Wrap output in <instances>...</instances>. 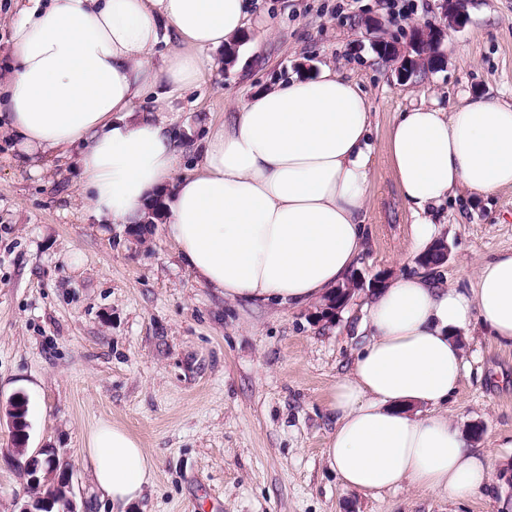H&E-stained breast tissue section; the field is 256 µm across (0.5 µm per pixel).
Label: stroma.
<instances>
[{"label":"stroma","instance_id":"35a3bbf8","mask_svg":"<svg viewBox=\"0 0 512 512\" xmlns=\"http://www.w3.org/2000/svg\"><path fill=\"white\" fill-rule=\"evenodd\" d=\"M250 0L246 43L197 87L134 106L168 119L194 169L207 129L237 101L328 65L358 83L373 112L369 206L355 274L418 272L412 226L388 155L400 112L489 96L512 104V0H467V23L446 33L445 63L401 83L363 25L389 37L443 23L441 0ZM81 172L52 157L42 173L15 163L0 134V400L21 395L29 450L56 448L73 465L87 512H112L90 478L89 432L102 421L138 438L157 462L131 512H497L512 498V347L480 325L466 332L468 370L448 403L461 431L478 425L491 449L487 495L456 502L405 487L378 496L343 487L323 450L334 429L329 394L352 362L366 292L336 318L312 308L229 301L198 282L164 223L144 240L85 214ZM450 247L449 285L466 288L480 262L512 250V188L448 197L428 214Z\"/></svg>","mask_w":512,"mask_h":512}]
</instances>
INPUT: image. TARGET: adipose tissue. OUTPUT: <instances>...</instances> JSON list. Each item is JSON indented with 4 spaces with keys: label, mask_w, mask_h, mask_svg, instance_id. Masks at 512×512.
<instances>
[{
    "label": "adipose tissue",
    "mask_w": 512,
    "mask_h": 512,
    "mask_svg": "<svg viewBox=\"0 0 512 512\" xmlns=\"http://www.w3.org/2000/svg\"><path fill=\"white\" fill-rule=\"evenodd\" d=\"M247 0H45L12 25L14 65L0 80V126L32 170L79 147L90 216L141 223L151 201L187 268L229 300L302 309L321 303L362 252L368 202L369 103L331 68L240 101L206 139L191 175L164 117L134 103L164 84L204 77L212 51L240 39ZM172 50L155 59L160 42ZM388 150L401 193L436 232L429 208L457 189L512 188V104L476 100L443 112L400 113ZM480 322L512 345V252L484 260L471 287L429 270L403 274L368 299V339L330 389L335 430L324 455L343 485L376 496L410 485L465 501L483 495L491 455L442 407L466 369L460 334ZM91 478L116 512L155 479L156 463L125 429L103 422L87 437Z\"/></svg>",
    "instance_id": "adipose-tissue-1"
}]
</instances>
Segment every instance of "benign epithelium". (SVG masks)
Here are the masks:
<instances>
[{
  "label": "benign epithelium",
  "instance_id": "obj_1",
  "mask_svg": "<svg viewBox=\"0 0 512 512\" xmlns=\"http://www.w3.org/2000/svg\"><path fill=\"white\" fill-rule=\"evenodd\" d=\"M462 2L463 0H442V9L448 18V26L460 28L465 23L466 13ZM365 25L371 36L373 49L385 52L384 59L395 64L397 76L401 81L411 79L415 75V69L428 63L433 56V48L443 38L442 29L429 23L413 27L404 43L387 39L384 26L376 17L366 19ZM385 282L386 278L382 274L375 276L368 283L357 275L351 277L346 284L337 287L334 296L328 298L324 306L320 307V317L327 320L336 317L356 292L364 289V286L377 288ZM6 457L14 467L22 470L23 476L28 478L29 486L40 489L51 483L53 488L60 490L64 512H84L78 509L72 488V467L66 454L54 449L51 455L44 456L39 450L22 461L15 449L10 448Z\"/></svg>",
  "mask_w": 512,
  "mask_h": 512
}]
</instances>
